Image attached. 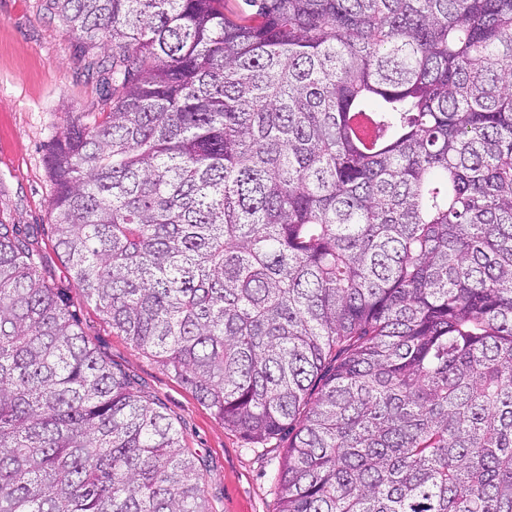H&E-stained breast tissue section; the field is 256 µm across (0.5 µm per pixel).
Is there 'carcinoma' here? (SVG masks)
<instances>
[{
    "label": "carcinoma",
    "instance_id": "cac0c4a2",
    "mask_svg": "<svg viewBox=\"0 0 512 512\" xmlns=\"http://www.w3.org/2000/svg\"><path fill=\"white\" fill-rule=\"evenodd\" d=\"M49 0L111 111L54 247L257 442L278 512H512V0ZM0 512H210L160 403L0 221Z\"/></svg>",
    "mask_w": 512,
    "mask_h": 512
}]
</instances>
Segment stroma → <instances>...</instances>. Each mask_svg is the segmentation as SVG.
<instances>
[{"label": "stroma", "mask_w": 512, "mask_h": 512, "mask_svg": "<svg viewBox=\"0 0 512 512\" xmlns=\"http://www.w3.org/2000/svg\"><path fill=\"white\" fill-rule=\"evenodd\" d=\"M76 43L47 0H0V219L38 229L43 267L63 288L88 338L162 403L196 453L211 512H278L276 475L287 439L258 443L225 427L179 379L114 333L65 277L51 240L47 145L74 117L91 122L109 109L90 65L103 50L84 56Z\"/></svg>", "instance_id": "35a3bbf8"}]
</instances>
